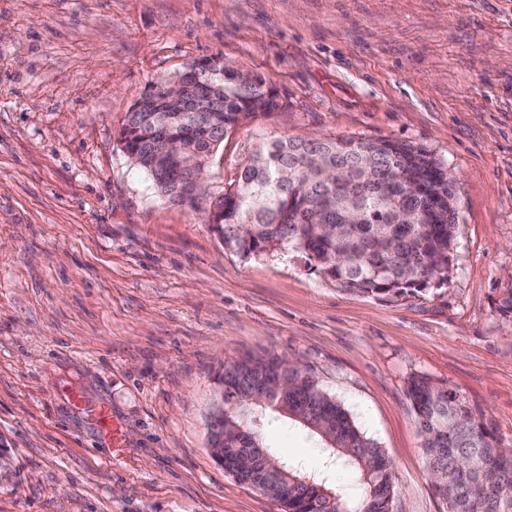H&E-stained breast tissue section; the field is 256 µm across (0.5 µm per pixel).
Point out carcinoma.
Masks as SVG:
<instances>
[{"instance_id": "carcinoma-1", "label": "carcinoma", "mask_w": 512, "mask_h": 512, "mask_svg": "<svg viewBox=\"0 0 512 512\" xmlns=\"http://www.w3.org/2000/svg\"><path fill=\"white\" fill-rule=\"evenodd\" d=\"M198 63L203 81L214 86L213 111L183 112L165 133L155 131L147 118L161 101L160 81L119 133L123 151L172 199L181 198L184 170L177 160L154 165L163 136L180 138L189 155L207 159L231 128L277 107L260 77L241 83L218 57ZM316 155L332 167L333 179L309 168ZM452 187L447 166L407 141L288 137L249 155L209 221L224 249L244 260L295 250L323 277L387 301L427 293L448 279ZM400 211L411 223H395ZM216 380L224 401L211 405L206 425L211 447L224 448L216 462L225 473L276 500L281 512H390V460L303 369L278 358L227 361ZM407 395L445 512H512V456L486 415L424 376L410 378ZM260 410L318 435L336 463L357 472L355 497L287 463L274 469L278 458L246 426ZM247 449L252 460L243 468L240 453Z\"/></svg>"}]
</instances>
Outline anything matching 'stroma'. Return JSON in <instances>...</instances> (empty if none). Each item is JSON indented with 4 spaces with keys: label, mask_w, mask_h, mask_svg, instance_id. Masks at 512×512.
Wrapping results in <instances>:
<instances>
[{
    "label": "stroma",
    "mask_w": 512,
    "mask_h": 512,
    "mask_svg": "<svg viewBox=\"0 0 512 512\" xmlns=\"http://www.w3.org/2000/svg\"><path fill=\"white\" fill-rule=\"evenodd\" d=\"M219 56L278 109L231 129L191 198L160 194L117 133L151 84ZM393 139L454 178L448 281L384 301L296 252H226L209 213L253 146ZM512 0H0V512H280L212 457L215 374L297 362L392 464L391 512H445L411 376L482 410L512 446ZM83 397L77 405L75 397ZM125 437L113 457L86 405ZM348 488L322 441L251 422Z\"/></svg>",
    "instance_id": "stroma-1"
}]
</instances>
